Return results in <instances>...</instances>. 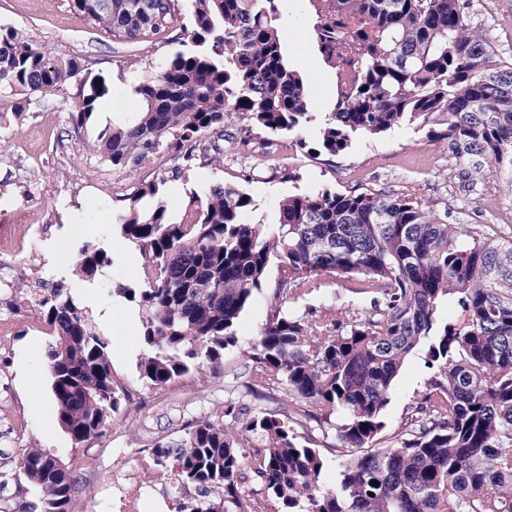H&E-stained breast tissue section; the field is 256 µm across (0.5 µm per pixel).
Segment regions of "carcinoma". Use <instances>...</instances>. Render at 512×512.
Listing matches in <instances>:
<instances>
[{
    "label": "carcinoma",
    "instance_id": "1",
    "mask_svg": "<svg viewBox=\"0 0 512 512\" xmlns=\"http://www.w3.org/2000/svg\"><path fill=\"white\" fill-rule=\"evenodd\" d=\"M99 2L68 0L118 42L178 29L184 46L135 83L136 116L88 144L117 170L141 169L162 150L181 160L142 183L117 224L141 257L135 286L117 288L139 309L140 379L162 388L218 366L270 265L278 269L247 351L251 400L230 399L151 448L155 470L196 490L178 512H266L272 500L286 512H512V239L450 224L417 196L365 187L288 196L271 227L249 220L252 198L230 183L192 192L170 213L161 187L223 164L226 127H236L232 142L266 154L258 132L301 131L313 121L312 94L288 65L277 0H191L188 25L179 0ZM307 8L323 63L336 77L351 71L319 124L317 153L419 121L458 164L512 174V61L472 25L471 0ZM73 83L79 132L109 97L106 78L0 26V91L25 97ZM111 265L85 240L37 302L57 336L45 353L53 407L76 444L104 435L121 402L109 344L73 292ZM338 276L371 295L370 308L293 306ZM421 345L431 370L422 399L384 440L391 387ZM322 448L342 458L334 488L324 485ZM22 469L44 512H76L75 474L36 447Z\"/></svg>",
    "mask_w": 512,
    "mask_h": 512
}]
</instances>
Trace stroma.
<instances>
[{
    "label": "stroma",
    "instance_id": "obj_1",
    "mask_svg": "<svg viewBox=\"0 0 512 512\" xmlns=\"http://www.w3.org/2000/svg\"><path fill=\"white\" fill-rule=\"evenodd\" d=\"M476 20L488 29L496 48L512 59V0H472ZM0 25L24 32L31 43L48 55L65 53L78 58L93 72L106 76L112 97L101 102L82 131H74L68 115L75 88L29 95L22 115L0 123V241L10 240L17 224L40 226L16 256L19 267L33 266L42 281L68 271L77 246L90 237L112 257L110 280L80 283L77 293L93 324L110 343L112 372L122 379L126 398L112 416L106 434L83 448L57 424L53 414L49 376L23 383L20 370L38 352L47 350L53 337L47 326L35 325L31 309L15 305L13 287L0 283V316L9 315L11 343L0 350V404H13L24 416L21 433H13L0 419V455L14 461L0 467V500L22 506L38 503L41 493L22 474L15 460L30 446L44 449L72 472L81 470L85 449L101 450V469L133 467L140 452L156 441L184 434L188 424L224 404V385H244L252 367L246 352L267 320L268 290L253 295L238 327L237 342L224 351L220 371L204 379L188 378L164 388H152L139 377L143 353L137 307L118 296L121 285L137 281L140 257L132 245L113 232L111 220L81 224L80 213L101 206L113 217L126 209V198L143 182L158 178L175 166L173 155L157 154L152 166L129 173L112 169L87 148L98 130L121 115L113 100L135 105L133 84L144 74L160 72L177 45L156 38L126 48L113 43L111 33L71 12L66 0H0ZM316 124L302 134H273L269 140L277 156L296 178H277L276 165L249 149L225 145L224 163L193 169L187 181L170 183L162 196L177 209L191 192H203L216 183L241 184L253 198L255 223L274 224L278 203L285 197L316 189L345 191L352 187L415 195L437 215H451L461 224H480L487 232L512 233V174L449 167L448 146L427 128L406 123L379 135L354 137L346 153L329 156L313 152ZM305 146H298L297 138ZM337 310L367 307L368 298L353 292L349 282L313 291L300 299L299 308ZM428 374L425 351L417 349L405 360L384 411L387 430L402 422L407 407L420 397Z\"/></svg>",
    "mask_w": 512,
    "mask_h": 512
}]
</instances>
